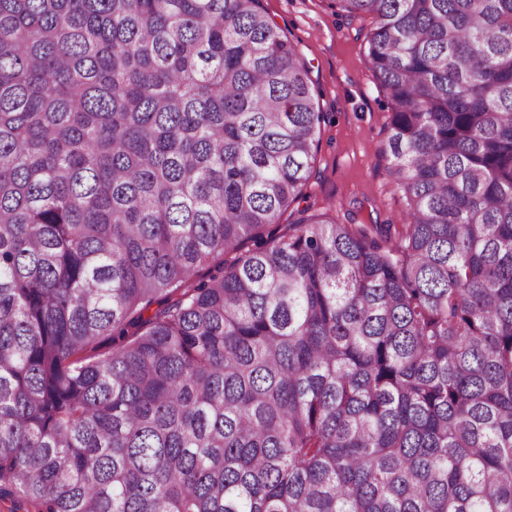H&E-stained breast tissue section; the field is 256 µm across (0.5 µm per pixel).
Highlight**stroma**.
<instances>
[{
	"instance_id": "1",
	"label": "stroma",
	"mask_w": 512,
	"mask_h": 512,
	"mask_svg": "<svg viewBox=\"0 0 512 512\" xmlns=\"http://www.w3.org/2000/svg\"><path fill=\"white\" fill-rule=\"evenodd\" d=\"M311 70L328 119L297 209H332L344 224H402L404 200L388 173L386 98L367 59L372 16L348 18L331 0H262Z\"/></svg>"
}]
</instances>
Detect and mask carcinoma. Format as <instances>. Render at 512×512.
Listing matches in <instances>:
<instances>
[{"instance_id":"1","label":"carcinoma","mask_w":512,"mask_h":512,"mask_svg":"<svg viewBox=\"0 0 512 512\" xmlns=\"http://www.w3.org/2000/svg\"><path fill=\"white\" fill-rule=\"evenodd\" d=\"M333 5L399 230L261 0H0L8 512H512V0ZM332 0H262L272 18L297 45L311 70L328 119L304 196L297 210L331 208L344 224H404V200L382 153L389 112L367 59L370 15L348 18Z\"/></svg>"}]
</instances>
